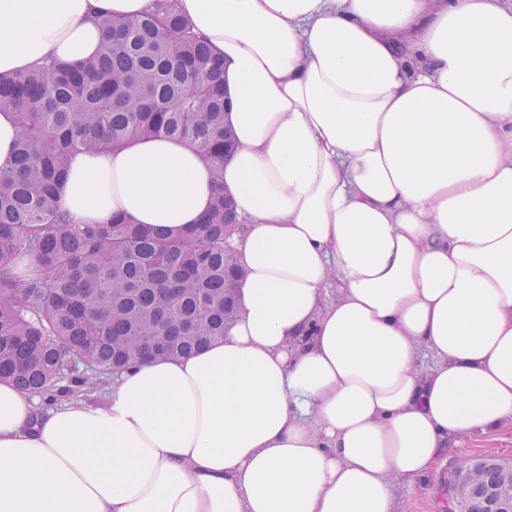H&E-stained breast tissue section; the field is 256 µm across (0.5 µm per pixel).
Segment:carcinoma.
Masks as SVG:
<instances>
[{"instance_id": "1", "label": "carcinoma", "mask_w": 512, "mask_h": 512, "mask_svg": "<svg viewBox=\"0 0 512 512\" xmlns=\"http://www.w3.org/2000/svg\"><path fill=\"white\" fill-rule=\"evenodd\" d=\"M108 38L79 66L51 61L0 74V111L18 128L15 164L0 170V378L50 402L81 396L151 357H177L224 337L242 276L230 245L241 230L220 193L180 236L133 224H73L58 206L71 158L137 139L183 141L220 166L236 148L224 127L222 65L158 0L133 18L103 16ZM29 256L36 273L12 261ZM467 458L476 474L460 512H487L504 469Z\"/></svg>"}]
</instances>
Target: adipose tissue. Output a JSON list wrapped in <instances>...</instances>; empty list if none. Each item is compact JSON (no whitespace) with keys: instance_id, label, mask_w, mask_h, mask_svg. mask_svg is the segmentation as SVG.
Returning <instances> with one entry per match:
<instances>
[{"instance_id":"ef3b65f1","label":"adipose tissue","mask_w":512,"mask_h":512,"mask_svg":"<svg viewBox=\"0 0 512 512\" xmlns=\"http://www.w3.org/2000/svg\"><path fill=\"white\" fill-rule=\"evenodd\" d=\"M172 2L224 61L235 151L80 153L60 206L177 234L224 190L238 316L101 407L0 380V512H395L450 440L512 424V0ZM156 5L0 0V73Z\"/></svg>"}]
</instances>
